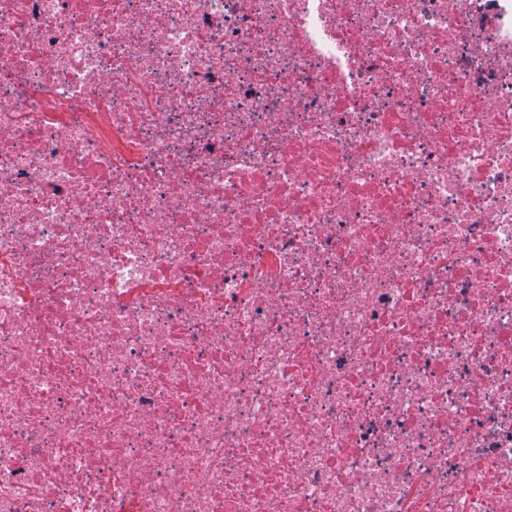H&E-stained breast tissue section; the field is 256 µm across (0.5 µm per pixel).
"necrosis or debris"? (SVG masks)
<instances>
[{"label": "necrosis or debris", "mask_w": 512, "mask_h": 512, "mask_svg": "<svg viewBox=\"0 0 512 512\" xmlns=\"http://www.w3.org/2000/svg\"><path fill=\"white\" fill-rule=\"evenodd\" d=\"M0 512H512V0H0Z\"/></svg>", "instance_id": "1"}]
</instances>
